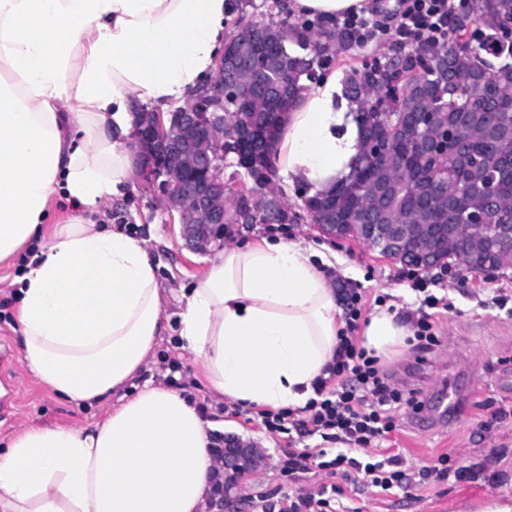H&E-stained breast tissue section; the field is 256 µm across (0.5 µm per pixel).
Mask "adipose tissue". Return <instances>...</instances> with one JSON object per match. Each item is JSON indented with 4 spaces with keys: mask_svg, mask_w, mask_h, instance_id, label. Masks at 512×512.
Listing matches in <instances>:
<instances>
[{
    "mask_svg": "<svg viewBox=\"0 0 512 512\" xmlns=\"http://www.w3.org/2000/svg\"><path fill=\"white\" fill-rule=\"evenodd\" d=\"M370 0H278L334 18ZM231 0H0V263L14 279L27 368L62 399L103 404L95 423L31 426L0 448V512H210L215 423L146 377L172 330L146 241L83 218L137 170L135 114L185 102L229 38ZM358 106L332 74L288 110L274 146L288 187L331 194L361 151ZM66 200L77 211L49 223ZM177 330L219 400L305 406L344 326L320 253L300 241L230 243L189 288ZM412 335L375 305L361 344L388 357ZM143 384L131 396L134 379Z\"/></svg>",
    "mask_w": 512,
    "mask_h": 512,
    "instance_id": "1",
    "label": "adipose tissue"
}]
</instances>
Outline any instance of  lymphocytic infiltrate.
I'll use <instances>...</instances> for the list:
<instances>
[{
	"mask_svg": "<svg viewBox=\"0 0 512 512\" xmlns=\"http://www.w3.org/2000/svg\"><path fill=\"white\" fill-rule=\"evenodd\" d=\"M394 17V30L402 42L411 45L444 44L448 41V0H400ZM361 294L349 288L344 292V328L338 336L336 352L318 378L310 399L301 411L281 409L263 414L267 432L276 434L294 427L308 436L336 445L333 458L316 460L308 451L285 450L282 471L292 475L317 468L327 476L351 478L365 473L371 486L384 491L407 488L411 480L402 470L399 456L389 455L374 462H361L354 453L369 449L395 427L400 412L420 411L424 403L414 389L394 387L377 356L359 347L354 333L362 316Z\"/></svg>",
	"mask_w": 512,
	"mask_h": 512,
	"instance_id": "lymphocytic-infiltrate-1",
	"label": "lymphocytic infiltrate"
}]
</instances>
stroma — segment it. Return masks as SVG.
<instances>
[{
  "mask_svg": "<svg viewBox=\"0 0 512 512\" xmlns=\"http://www.w3.org/2000/svg\"><path fill=\"white\" fill-rule=\"evenodd\" d=\"M293 220L279 237L301 241L324 252L331 265L326 273L334 287L357 288L367 307L377 301L411 310L425 294L443 293L451 310L433 309L431 321L439 340L426 354L407 348L383 359L390 383L421 390L420 412L399 416L383 443L387 454L399 455L412 480L409 489L384 493L365 481L348 486L344 501L348 512H478L496 497H512V272L475 274L450 265L441 283H432V270L421 273L426 292L413 290L405 268L382 258L377 251L354 240L331 241L314 227L303 208L299 189L280 186ZM158 188L133 182L120 201L100 207L94 219L135 231L147 241L161 289L162 309L171 326H178L185 301L183 289L192 287L209 267L212 254L186 249L178 225L172 224L159 203ZM15 307L0 311V383L14 391L12 401L0 403V440L28 426L77 427L102 417V407L79 406L55 396L39 385L25 366L19 345ZM456 390L459 419L448 420L436 409L442 396ZM186 396L206 409L205 418L220 420L224 430L259 448L261 459L242 482L247 512H262L263 498L277 488L315 491L326 479L318 471L291 477L280 473L286 438L266 432L260 420L220 412L204 386L186 385ZM491 429H483L484 421ZM466 469L453 483L420 482L419 473L440 454Z\"/></svg>",
  "mask_w": 512,
  "mask_h": 512,
  "instance_id": "1",
  "label": "stroma"
}]
</instances>
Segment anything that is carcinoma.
Instances as JSON below:
<instances>
[{"mask_svg": "<svg viewBox=\"0 0 512 512\" xmlns=\"http://www.w3.org/2000/svg\"><path fill=\"white\" fill-rule=\"evenodd\" d=\"M512 22V0H474L472 18L465 27H456L460 43L450 51L443 45H423L410 51L398 49L374 65L354 67L344 77L349 97L360 109L372 112H439L442 119L468 113L463 144L469 151L452 149L446 157L431 162L432 171L444 180L448 192L469 203L472 184H494L497 197L508 204L489 214L490 224H512V48L500 47L499 23ZM288 27L300 43V50H288L278 57L267 75L270 84L288 81L289 101H294L315 80L325 65L319 46L334 42L344 50L354 46L352 34L321 20L298 19L279 25L253 24L237 27L224 49V59L246 53L262 42H281V30ZM508 57L494 67L482 54ZM404 82L403 95L395 94L396 83ZM380 178L399 186L392 220L404 224L427 221V214L415 206L421 185L415 177L391 165ZM332 202L346 224L357 223L360 215L377 206L370 185L349 181L332 195L321 196Z\"/></svg>", "mask_w": 512, "mask_h": 512, "instance_id": "carcinoma-1", "label": "carcinoma"}]
</instances>
